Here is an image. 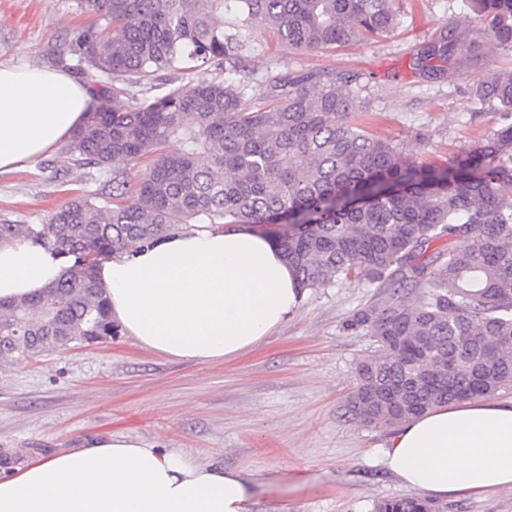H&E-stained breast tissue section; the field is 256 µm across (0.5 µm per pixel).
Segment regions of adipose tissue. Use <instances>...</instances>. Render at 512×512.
<instances>
[{"label": "adipose tissue", "mask_w": 512, "mask_h": 512, "mask_svg": "<svg viewBox=\"0 0 512 512\" xmlns=\"http://www.w3.org/2000/svg\"><path fill=\"white\" fill-rule=\"evenodd\" d=\"M89 90L64 71L0 68V170L52 153L87 120ZM66 257L30 238L0 242V301L58 280ZM112 320L142 348L185 361L235 359L296 312L297 280L249 226L182 230L96 268ZM382 463L426 499L512 490V402L442 404L401 424ZM234 469L188 461L137 438H103L0 477V512H251Z\"/></svg>", "instance_id": "obj_1"}]
</instances>
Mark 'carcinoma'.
<instances>
[{"label":"carcinoma","instance_id":"cac0c4a2","mask_svg":"<svg viewBox=\"0 0 512 512\" xmlns=\"http://www.w3.org/2000/svg\"><path fill=\"white\" fill-rule=\"evenodd\" d=\"M468 12L415 57L431 79L473 45L512 51V0H465ZM95 24L70 33L56 61L77 57L105 85L67 163L112 172L107 188L76 195L44 224L0 223V241L33 238L73 258L40 294L0 301V364L118 331L92 256L133 254L195 224L270 231L307 291L357 280L377 291L346 327L375 349L356 366L345 405L353 420L388 430L440 404L512 386V69L473 86L502 123L430 167L400 155L353 121L360 101L333 73H267L249 98L244 70L252 26L295 52L332 50L394 29V0H74ZM238 32L224 33V14ZM167 90L140 99L135 88ZM171 140L175 155L164 152ZM149 165L141 180L125 166ZM403 396L397 408L383 394ZM373 512H446L414 495Z\"/></svg>","mask_w":512,"mask_h":512}]
</instances>
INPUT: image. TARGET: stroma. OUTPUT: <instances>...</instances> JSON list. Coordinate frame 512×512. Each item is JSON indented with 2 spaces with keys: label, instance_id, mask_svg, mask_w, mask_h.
I'll return each instance as SVG.
<instances>
[{
  "label": "stroma",
  "instance_id": "35a3bbf8",
  "mask_svg": "<svg viewBox=\"0 0 512 512\" xmlns=\"http://www.w3.org/2000/svg\"><path fill=\"white\" fill-rule=\"evenodd\" d=\"M399 2L400 21L388 37L331 51L288 53L254 28L240 76L246 93L262 97L270 69L336 72L359 91L365 130L417 161L447 164L495 125L494 114L475 111L470 89L512 66V52L458 54L447 63L453 80L424 77L413 58L464 12L465 0ZM94 20L74 12L70 0H0V66L53 68L61 36ZM104 184L96 170L64 168L54 151L0 172V220L45 223L74 195ZM373 294L355 281L306 291L272 336L230 361L170 359L121 330L0 365V471L96 438H140L193 461L267 476L253 512H372L377 501L404 493L379 462L389 431L344 413L356 364L372 346L345 323Z\"/></svg>",
  "mask_w": 512,
  "mask_h": 512
}]
</instances>
